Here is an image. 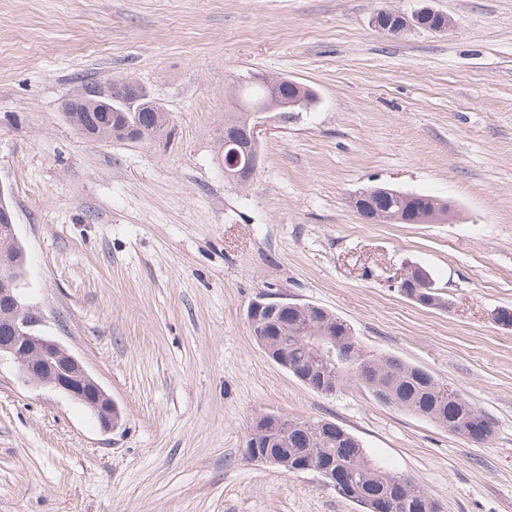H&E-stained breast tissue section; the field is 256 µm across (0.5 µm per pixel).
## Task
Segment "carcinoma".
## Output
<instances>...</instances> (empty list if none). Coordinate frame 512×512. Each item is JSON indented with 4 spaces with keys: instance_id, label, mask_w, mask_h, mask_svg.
Segmentation results:
<instances>
[{
    "instance_id": "1",
    "label": "carcinoma",
    "mask_w": 512,
    "mask_h": 512,
    "mask_svg": "<svg viewBox=\"0 0 512 512\" xmlns=\"http://www.w3.org/2000/svg\"><path fill=\"white\" fill-rule=\"evenodd\" d=\"M130 79L112 82V111H98L96 100L88 96L77 112L65 110L66 120L85 136L94 140L142 142L161 136L169 125L163 109L143 112L132 108L127 98ZM314 95L307 86L289 84L281 78L255 73L252 82L238 86L237 111L224 115V139L228 140L253 121V108L265 105L280 112L294 98ZM376 214V224H417L428 216L447 210L448 201L430 194L408 192L401 198L372 191L354 202ZM20 253L7 230L0 231V267L9 272ZM400 293L407 299L430 308H445L447 302L436 296L424 298L426 289L415 276L406 278ZM264 333L272 341L288 338V371L300 381L334 376L336 388L355 384L368 391L380 403L408 411L430 420L464 438L477 437L486 444L494 436V424L455 390L441 385L427 370L393 356H373L361 351L354 329L347 321L325 308L292 309L288 316L265 324ZM313 336L336 339L345 362L332 366L325 362L311 340ZM281 440L286 448L274 452L288 454V465L273 467L292 473H314L320 477L336 474L332 489L340 497L356 502L363 512H439L423 488L413 479L384 466L366 452L358 437L336 426V434L313 431L300 418L288 419V429Z\"/></svg>"
}]
</instances>
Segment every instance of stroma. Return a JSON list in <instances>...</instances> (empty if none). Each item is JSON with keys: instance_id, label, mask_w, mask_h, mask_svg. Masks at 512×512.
Here are the masks:
<instances>
[{"instance_id": "1", "label": "stroma", "mask_w": 512, "mask_h": 512, "mask_svg": "<svg viewBox=\"0 0 512 512\" xmlns=\"http://www.w3.org/2000/svg\"><path fill=\"white\" fill-rule=\"evenodd\" d=\"M429 8L444 34L387 35ZM310 86L263 114L258 169L224 178L240 77ZM130 78L169 135L93 141L63 115ZM386 184L454 201L444 224H368ZM27 254L24 295L122 413L0 364V512H361L316 475L251 461L262 413L329 419L441 512H512V0H0V190ZM428 270L444 309L404 297ZM346 320L360 348L421 366L495 426L485 445L363 388L323 395L257 346L259 291ZM435 13L436 12L431 11L430 14L425 15L422 12L421 13L415 12V13L411 14V16H408V15H403V14L396 13L393 11H382V12H377L374 15L373 24L379 30H381L384 33H387L389 35H393V36H399L402 33H404L405 31H407L409 29H414L417 27L429 30L434 33H444L446 31H448V29H450L451 27L454 26V21L449 16L438 13V15H437L438 22L435 25H433L436 22V20L433 19L431 21V23L429 24L430 26L433 25L430 28L428 26L429 20L427 19V17H429V15L432 17L433 14H435ZM388 16H392V17L398 19L394 26H391L392 23H389V24L386 23V18Z\"/></svg>"}]
</instances>
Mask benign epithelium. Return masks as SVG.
<instances>
[{
	"label": "benign epithelium",
	"mask_w": 512,
	"mask_h": 512,
	"mask_svg": "<svg viewBox=\"0 0 512 512\" xmlns=\"http://www.w3.org/2000/svg\"><path fill=\"white\" fill-rule=\"evenodd\" d=\"M373 24L389 35L399 36L417 27L444 33L454 26V21L439 14L437 23L430 27L427 15L422 12L408 16L382 11L374 15ZM0 282L4 284L0 288V362L10 360L25 384L48 387L86 406L97 417L103 431L116 429L119 407L110 395L63 344L42 335L40 327L44 316L38 308L24 301L16 282L4 274L0 276ZM298 307L299 303L290 302L277 292L266 291L257 294L247 309V321L260 349L285 369L288 368V345L264 338L262 324L276 316L285 317L288 310ZM279 422V417L268 414L255 418L245 443L246 453L252 460L273 461L260 449L273 447Z\"/></svg>",
	"instance_id": "7a95c632"
}]
</instances>
